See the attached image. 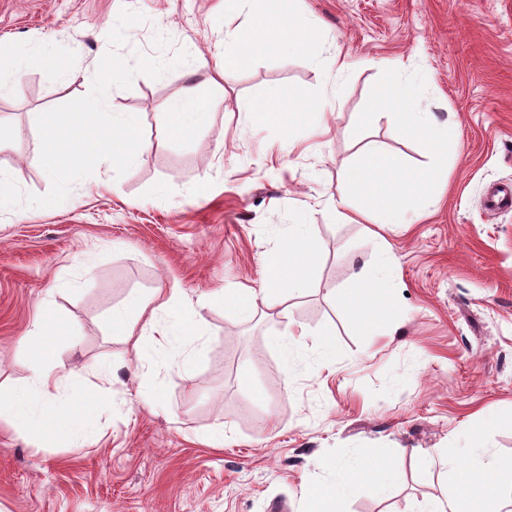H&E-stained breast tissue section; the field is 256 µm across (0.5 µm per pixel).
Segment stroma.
<instances>
[{"label":"stroma","instance_id":"35a3bbf8","mask_svg":"<svg viewBox=\"0 0 512 512\" xmlns=\"http://www.w3.org/2000/svg\"><path fill=\"white\" fill-rule=\"evenodd\" d=\"M341 56L343 72L301 53L229 66L224 0H0V44L18 56L63 61L68 82L19 69L0 95V123L19 137L0 147V170L25 193L47 194L37 118L88 94L100 60L116 51L189 60L153 79L111 88L113 112H137L151 138L146 159L123 175L97 170L77 198L0 212V385L23 382L24 341L39 312L62 315V358L74 376L112 364L99 437L82 447H36L0 423V512H303L308 486L332 480L335 460L385 451L403 477L386 494L359 482L342 512H426L455 491L447 469H424L411 451L470 447L479 439L512 496V212L484 194L512 183V0H286ZM142 13L126 44L108 34L122 9ZM413 80L422 111L448 134L440 200L412 223L342 221L339 170L369 145L399 165L431 162L422 143L382 119L358 126L391 75ZM201 85L211 117L188 140L161 139L166 110ZM322 98L300 123L252 125L241 102L283 93ZM320 241L311 284L289 297L288 317L242 320L205 297L258 288L265 258L289 225ZM394 258L392 318L357 322L342 296L376 237ZM178 285L205 334L189 364L137 359L107 322L130 294ZM305 343L284 369L274 343L289 324ZM336 357L318 359L326 330ZM250 375L255 394L241 391ZM162 382L163 402L145 395ZM224 430L223 447L209 436Z\"/></svg>","mask_w":512,"mask_h":512}]
</instances>
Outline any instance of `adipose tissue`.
Instances as JSON below:
<instances>
[{
  "mask_svg": "<svg viewBox=\"0 0 512 512\" xmlns=\"http://www.w3.org/2000/svg\"><path fill=\"white\" fill-rule=\"evenodd\" d=\"M264 8L250 22L226 32L225 41L239 57L246 60L258 53L280 54L289 50L304 53L313 63L322 64L325 47L304 29L302 21L282 9L283 0H263ZM325 101L284 98L279 104L242 103L253 123H275L284 117L303 120L313 112L324 111ZM208 104L196 86L185 89L183 97L170 107L168 120L158 131L161 139L191 137L209 118ZM392 118L406 132L422 141L433 158V165L419 168L393 166L378 148H367L358 161L343 166L339 173L341 192L337 210H346L376 224H405L419 202L427 200L435 182L441 177L440 164L446 161L448 148L441 138L431 113L417 105L414 85L395 77L382 85L364 115L367 124H377L382 118ZM318 254V244L310 225L288 227L284 246L266 258L267 276L262 288L240 290L228 288L209 296L212 304L236 301L240 316L256 313L260 302L284 292L299 293L308 288L311 271ZM390 248L379 242L378 256L364 263L357 271L358 288L346 298L348 308L363 316L368 301L380 300L389 293ZM194 309L182 289L158 288L147 296L130 295L114 307L109 324L114 334L131 341L134 353L146 346L164 352L171 347L189 348L203 336L201 329L187 330ZM55 316L46 313L34 324L30 336L29 371L27 381L18 386H0V421H5L40 446H52L58 438L90 440L97 436L96 415L103 399L112 387V368L101 365L91 371L88 381H77L63 372V361L54 332ZM468 465H452L450 458L439 449L420 452L424 468L443 464L449 466L457 485L456 493L438 501L431 512H512V502H505L495 481L487 474L482 448L467 449ZM335 478L330 484L309 488L305 512H335L337 501L349 494L358 479L372 481L377 490H385L401 478V471L390 460L368 464L357 460L334 467Z\"/></svg>",
  "mask_w": 512,
  "mask_h": 512,
  "instance_id": "ef3b65f1",
  "label": "adipose tissue"
}]
</instances>
